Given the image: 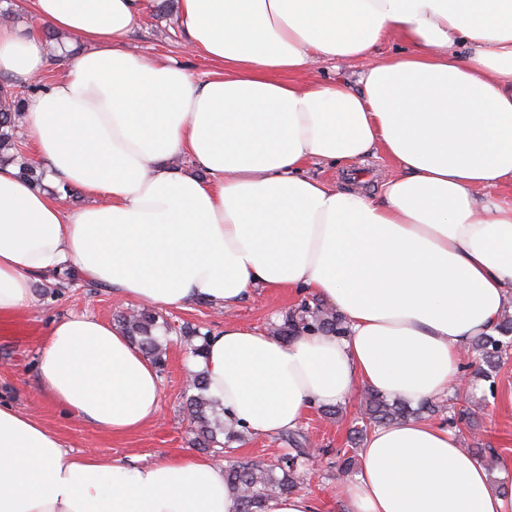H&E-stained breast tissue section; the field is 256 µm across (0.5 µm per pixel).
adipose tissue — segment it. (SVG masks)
Instances as JSON below:
<instances>
[{
	"label": "adipose tissue",
	"instance_id": "ef3b65f1",
	"mask_svg": "<svg viewBox=\"0 0 512 512\" xmlns=\"http://www.w3.org/2000/svg\"><path fill=\"white\" fill-rule=\"evenodd\" d=\"M144 4L26 0L86 46L23 121L53 176L92 202L63 208L0 165V318L64 271L152 307L310 294L346 336L283 341L230 322L191 363L225 423L274 435L363 387L413 403L448 393L463 349L512 306V195L497 192L512 185V0H180L188 47L215 67L200 86L125 48ZM393 40L408 53L376 58ZM362 59L358 88L312 76ZM47 65L41 39L0 24V73L27 82ZM183 154L194 171L171 167ZM377 155L394 173L374 195L306 171ZM38 375L103 432L159 411L154 364L86 313L52 322ZM344 496L348 512H512V490L421 420L372 431ZM0 512H237V499L206 457L76 454L0 403Z\"/></svg>",
	"mask_w": 512,
	"mask_h": 512
}]
</instances>
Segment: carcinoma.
Here are the masks:
<instances>
[{"mask_svg":"<svg viewBox=\"0 0 512 512\" xmlns=\"http://www.w3.org/2000/svg\"><path fill=\"white\" fill-rule=\"evenodd\" d=\"M26 92L16 85H0V164H10L18 169L19 176L40 187L45 178L44 170L26 158L19 146V120L23 114ZM118 323L129 340L158 367L167 361V349L174 333L180 342L189 346L194 357L204 354L208 334L199 329L182 325L173 327L160 319L155 310L141 308L129 315L119 316ZM498 335L478 336L473 340L475 359L486 365L478 368L489 377L500 362V353L512 344V316L504 313L497 324ZM277 337L288 339L309 332L332 333L338 336L346 332L342 316L325 309L317 299H303L298 306L282 316L281 323L273 324ZM189 389L193 394L186 397L184 410L193 435V445L215 453H228L232 444L242 438V432L224 424V419L211 416L214 400L207 396L208 382L202 372L191 374ZM440 404L426 400L412 408L402 399L391 398L370 389L363 397L362 418L355 426V440L362 441L374 427L397 423L415 415H431ZM292 452L271 465L237 462L224 470L225 481L239 493L238 512H265L266 504L275 497L294 492L302 484L303 463L309 459L308 437L297 430L287 435Z\"/></svg>","mask_w":512,"mask_h":512,"instance_id":"carcinoma-1","label":"carcinoma"}]
</instances>
